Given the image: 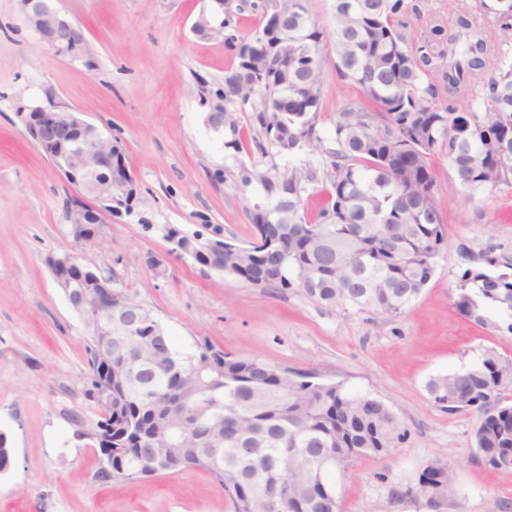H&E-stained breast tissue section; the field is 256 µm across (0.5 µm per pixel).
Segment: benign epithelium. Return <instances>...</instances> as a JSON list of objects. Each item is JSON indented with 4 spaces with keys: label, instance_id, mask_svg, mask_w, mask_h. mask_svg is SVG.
Segmentation results:
<instances>
[{
    "label": "benign epithelium",
    "instance_id": "obj_1",
    "mask_svg": "<svg viewBox=\"0 0 512 512\" xmlns=\"http://www.w3.org/2000/svg\"><path fill=\"white\" fill-rule=\"evenodd\" d=\"M29 29L39 42L56 55L86 64L93 48L85 27L71 18L56 0H20ZM272 36L277 45L288 44V15L272 14ZM202 38L224 36V22L213 25L200 13L192 25ZM30 139L43 149L75 195L65 210V221L74 242L81 245L100 238L106 216L128 209L136 198L132 176L120 148L95 125L73 109L32 108L19 113ZM58 287L80 317L91 336H104L98 348L103 378L99 380V401L112 402V334L136 336L143 319L139 308L127 307L112 313V276L95 272L78 261L76 254L64 252L47 257ZM446 483L429 487L426 498L434 512H444L454 495L452 471H445Z\"/></svg>",
    "mask_w": 512,
    "mask_h": 512
}]
</instances>
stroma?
<instances>
[{"mask_svg":"<svg viewBox=\"0 0 512 512\" xmlns=\"http://www.w3.org/2000/svg\"><path fill=\"white\" fill-rule=\"evenodd\" d=\"M258 0H231L224 38L196 36L192 24L210 0H61L82 22L93 66L43 48L18 0H0V431L12 449L0 474V512H231L224 490L204 470L145 481L102 480L93 438L100 412L86 395L89 346L80 318L57 287L49 254L76 250L83 264L112 275L115 288L148 307L178 348L210 345L257 357L319 380L340 382L390 407L407 437L390 455L354 460L338 487L343 512H431L405 496L431 460H447L455 496L447 512H512V472L472 459L474 418L434 406L430 377L469 368L488 350L512 366V334L487 309L488 325L454 307L468 261L458 251L494 246L512 260V185L476 196L458 184L447 160L435 166L448 249L435 273L397 317L320 306L301 292L257 288L201 266L176 248L192 243L246 244L253 228L243 205L260 202L245 171L292 167L314 171L304 197L317 217L327 187L322 156L259 151L253 108L237 115V132L213 130L209 112L222 104L224 78L237 64L230 37L260 26ZM413 42L445 47L456 0H407ZM78 110L122 150L137 200L112 215L102 239L74 245L64 219L73 188L27 136L21 110ZM241 138L242 149L231 148ZM165 259L154 276L147 261Z\"/></svg>","mask_w":512,"mask_h":512,"instance_id":"1","label":"stroma"}]
</instances>
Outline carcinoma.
Returning a JSON list of instances; mask_svg holds the SVG:
<instances>
[{
	"label": "carcinoma",
	"instance_id": "cac0c4a2",
	"mask_svg": "<svg viewBox=\"0 0 512 512\" xmlns=\"http://www.w3.org/2000/svg\"><path fill=\"white\" fill-rule=\"evenodd\" d=\"M405 0H334L331 35L308 11L288 13V57H272L269 25L243 39L239 62L225 77L224 101L259 96L256 120L277 152L318 148L330 47L338 75L361 95L330 113L335 147L325 150L326 206L321 222L305 211L309 169L253 171L266 201L246 202L254 229L248 245L201 247L195 258L257 288L299 289L312 302L398 316L434 275L446 249L445 217L435 163L444 158L473 196L512 183V0H457L460 31L448 38L445 68L428 46L410 45ZM491 15L496 45L476 19ZM501 65L482 79L489 52ZM472 96L477 105L453 106ZM288 198V223L272 205ZM275 238L278 246L268 247ZM463 271L456 311L485 322V308L506 316L512 333V262L488 250ZM141 333L112 342L114 482L144 481L185 468L208 472L232 512H342L336 484L354 458L396 448L406 438L391 409L341 383L315 380L259 358L211 347L177 350L143 305ZM512 376L493 351L462 373L429 378L426 390L444 411L476 418L477 461L494 469L512 458ZM165 461L158 464L155 455Z\"/></svg>",
	"mask_w": 512,
	"mask_h": 512
}]
</instances>
